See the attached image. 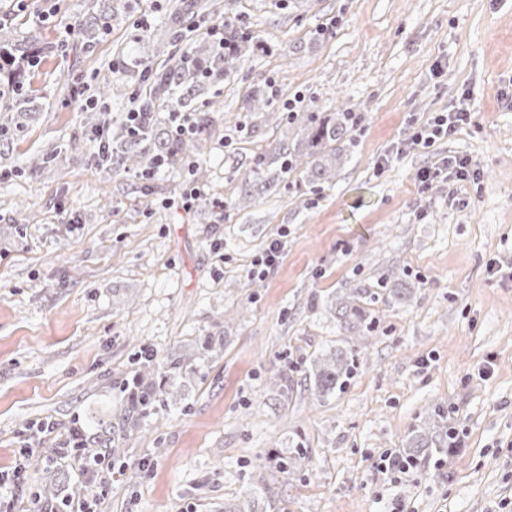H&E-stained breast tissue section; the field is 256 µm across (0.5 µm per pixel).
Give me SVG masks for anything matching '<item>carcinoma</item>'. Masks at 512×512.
Returning <instances> with one entry per match:
<instances>
[{
    "mask_svg": "<svg viewBox=\"0 0 512 512\" xmlns=\"http://www.w3.org/2000/svg\"><path fill=\"white\" fill-rule=\"evenodd\" d=\"M196 5H175L174 22L191 29ZM18 7L0 13V148L10 147L22 138L29 126L43 112L37 93L30 88L28 77L35 69L34 63L43 61L54 52H65L66 41L58 44L40 39L33 32L18 33ZM112 0H99L98 8L90 16L80 17L73 24L77 37L91 43L105 36L112 27ZM253 39L242 32L230 16L224 17V47L211 40L194 43L180 55H171L167 63L153 68L157 54L150 36L143 34L135 39L134 54L150 78L148 90L129 99V111L139 113V128L132 131L129 116L106 126L99 120L92 122L94 130L106 129V136L97 156L100 166L113 172H138L151 178L161 169L175 166L194 147L197 136L182 137L175 133L174 119L179 112H197V131L211 122L208 102L200 101L205 88L211 84L229 81L237 74L238 61L250 51ZM169 112V123L160 120L159 112ZM246 112L257 119L268 114L267 97L257 93L247 100ZM349 114H335L320 119L311 118L305 127L302 140L290 146L278 142L271 151V158L281 160L279 173L286 177L292 172L302 174L310 185L329 182L335 176L338 163L336 144L341 142L349 129ZM58 159V152L50 151L30 159V171L37 172L51 167ZM266 154L254 158L247 177L241 181L238 203L251 202L252 188L267 191L273 185L265 177ZM369 295L366 288H355L349 300L337 309L340 323L349 329L367 327L369 312L362 302ZM353 368L351 360L338 352L324 356L314 371L315 393H327L341 386ZM154 391H144L138 400L125 410L126 433L137 430Z\"/></svg>",
    "mask_w": 512,
    "mask_h": 512,
    "instance_id": "obj_1",
    "label": "carcinoma"
}]
</instances>
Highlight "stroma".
I'll list each match as a JSON object with an SVG mask.
<instances>
[{
  "mask_svg": "<svg viewBox=\"0 0 512 512\" xmlns=\"http://www.w3.org/2000/svg\"><path fill=\"white\" fill-rule=\"evenodd\" d=\"M112 3L105 37L71 39L31 75L50 109L0 159V475L25 446L37 460L14 482L12 512H70L86 494L95 512H512V279L491 270L512 264V0H234L256 47L198 149L146 184L93 161L90 118L128 108L102 88L146 89L137 34L162 62L216 17L199 12L188 32L170 0ZM27 4L26 28L52 40L93 0ZM259 88L273 119L226 142ZM452 110L475 119L411 147ZM346 111L331 182L294 172L239 207L256 154L307 117ZM76 137L80 152H65ZM57 146L56 166L24 174ZM455 156L478 176L443 169ZM425 167L439 174L422 183ZM191 187L207 204L178 208ZM274 239L282 260L260 274ZM398 282L410 296L390 295ZM360 286L373 323L356 333L335 309ZM210 336L223 346L203 350ZM145 350L153 383L163 362L180 369L127 437L125 380ZM338 350L353 372L317 396L312 362ZM103 422L120 456L91 472L65 445L77 428L98 450ZM440 432L454 447L416 455L401 479L380 473L384 455Z\"/></svg>",
  "mask_w": 512,
  "mask_h": 512,
  "instance_id": "stroma-1",
  "label": "stroma"
}]
</instances>
